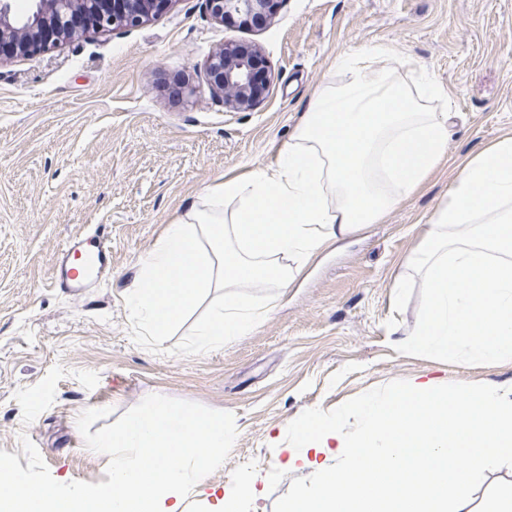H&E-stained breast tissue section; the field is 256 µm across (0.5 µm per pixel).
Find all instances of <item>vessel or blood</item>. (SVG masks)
Here are the masks:
<instances>
[{"instance_id":"obj_1","label":"vessel or blood","mask_w":512,"mask_h":512,"mask_svg":"<svg viewBox=\"0 0 512 512\" xmlns=\"http://www.w3.org/2000/svg\"><path fill=\"white\" fill-rule=\"evenodd\" d=\"M111 255L107 235L69 239L61 250L53 282L73 292L82 291L91 282L93 271L103 269Z\"/></svg>"}]
</instances>
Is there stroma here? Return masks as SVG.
Here are the masks:
<instances>
[{
  "mask_svg": "<svg viewBox=\"0 0 512 512\" xmlns=\"http://www.w3.org/2000/svg\"><path fill=\"white\" fill-rule=\"evenodd\" d=\"M259 45L265 101L225 109L205 61L225 38ZM392 44L446 86L448 145L437 169L378 224L313 257L288 288L243 289L274 310L245 336L202 351L195 332L221 292L166 335L127 304L142 256L221 176L269 165L312 92L346 52ZM512 136V0H283L261 29L215 23L205 0H170L136 28L88 31L0 62V449L38 448L57 481H105L106 457L77 427L115 423L151 394L233 414L237 439L178 512H274L312 468L274 449L304 410H333L391 381L512 387V360L465 365L399 354L422 280L406 258L447 203L460 166ZM108 230L112 262L92 288H56L59 249ZM250 495H240L241 485Z\"/></svg>",
  "mask_w": 512,
  "mask_h": 512,
  "instance_id": "1",
  "label": "stroma"
}]
</instances>
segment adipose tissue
I'll return each mask as SVG.
<instances>
[{
  "label": "adipose tissue",
  "mask_w": 512,
  "mask_h": 512,
  "mask_svg": "<svg viewBox=\"0 0 512 512\" xmlns=\"http://www.w3.org/2000/svg\"><path fill=\"white\" fill-rule=\"evenodd\" d=\"M394 56L388 44L344 54L340 80L314 92L273 164L221 179L167 225L128 293L146 330L164 335L220 289L197 347L245 335L266 309L240 289L288 287L285 258L305 264L359 225L380 223L426 180L446 153L448 92L422 72L408 83L389 65L374 68Z\"/></svg>",
  "instance_id": "adipose-tissue-1"
}]
</instances>
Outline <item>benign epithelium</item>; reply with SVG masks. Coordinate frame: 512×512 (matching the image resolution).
Here are the masks:
<instances>
[{
  "label": "benign epithelium",
  "instance_id": "1",
  "mask_svg": "<svg viewBox=\"0 0 512 512\" xmlns=\"http://www.w3.org/2000/svg\"><path fill=\"white\" fill-rule=\"evenodd\" d=\"M13 0H0V61L12 56L45 52L59 43L74 39L88 29L99 32L139 27L158 11L159 0H123L115 11L113 0H33L35 7L23 16L12 7ZM207 11L217 23L238 18L245 25L265 26L277 12L282 0H205ZM260 52L233 39L214 50L206 68L210 91L224 97L230 111L251 110L267 97L271 75L263 70L258 76Z\"/></svg>",
  "mask_w": 512,
  "mask_h": 512
}]
</instances>
